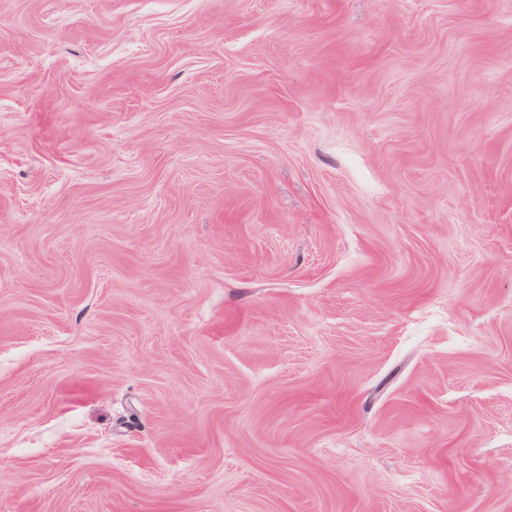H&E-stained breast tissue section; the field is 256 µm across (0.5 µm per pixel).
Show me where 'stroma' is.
<instances>
[{
  "instance_id": "stroma-1",
  "label": "stroma",
  "mask_w": 512,
  "mask_h": 512,
  "mask_svg": "<svg viewBox=\"0 0 512 512\" xmlns=\"http://www.w3.org/2000/svg\"><path fill=\"white\" fill-rule=\"evenodd\" d=\"M0 512H512V0H0Z\"/></svg>"
}]
</instances>
